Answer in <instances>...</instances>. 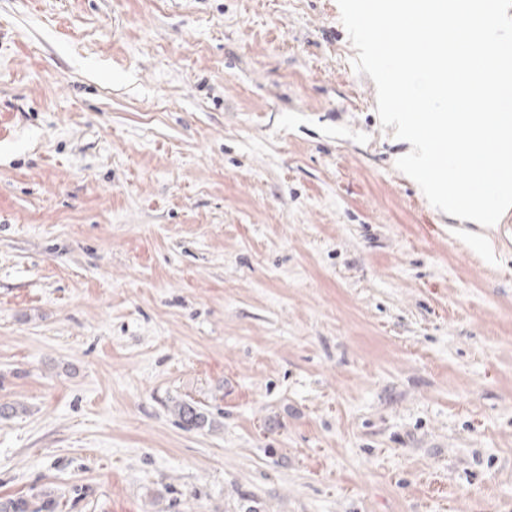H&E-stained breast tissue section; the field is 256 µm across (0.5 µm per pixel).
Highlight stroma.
Here are the masks:
<instances>
[{"label":"stroma","mask_w":512,"mask_h":512,"mask_svg":"<svg viewBox=\"0 0 512 512\" xmlns=\"http://www.w3.org/2000/svg\"><path fill=\"white\" fill-rule=\"evenodd\" d=\"M355 55L337 0H0V498L512 512V223ZM172 412L179 423L188 430L198 429L205 425L206 416L197 407L185 401L174 402Z\"/></svg>","instance_id":"1"}]
</instances>
